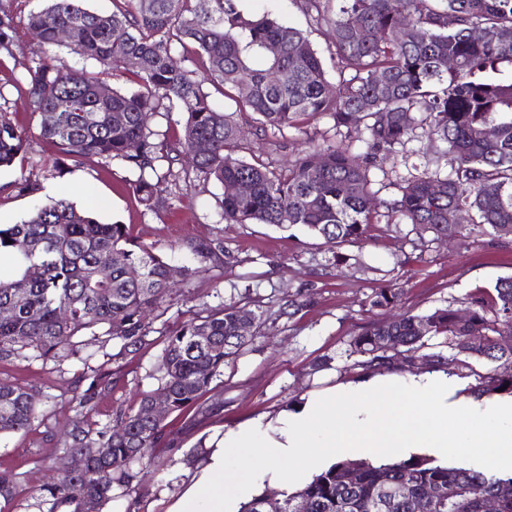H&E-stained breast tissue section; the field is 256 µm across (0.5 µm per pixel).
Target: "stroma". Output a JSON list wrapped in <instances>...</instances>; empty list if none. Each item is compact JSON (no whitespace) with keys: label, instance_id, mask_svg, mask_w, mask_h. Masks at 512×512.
I'll list each match as a JSON object with an SVG mask.
<instances>
[{"label":"stroma","instance_id":"1","mask_svg":"<svg viewBox=\"0 0 512 512\" xmlns=\"http://www.w3.org/2000/svg\"><path fill=\"white\" fill-rule=\"evenodd\" d=\"M15 21L10 50L0 51V94L14 122L24 129L26 149L14 165L0 170V224L19 222L32 199L18 195L12 183L22 177L39 183L42 199L67 198L104 223L128 225L134 242L153 248L171 264L181 265L186 255L179 244L190 237L220 240L235 258L232 265L197 278L189 292L153 322L147 342L139 350H123L120 341L84 330L72 341L79 358L45 361L0 359V381L26 387L35 397L38 419L27 434L0 440V468L19 475L12 512H32V494L46 483L63 455L62 439L75 406L87 388L81 373L92 368L104 375L106 389L92 413L93 421L107 422L120 409L137 407L142 392L156 388L158 366L166 334L184 322L221 304L249 296L262 302L275 323L266 325L260 338L234 361L225 364L209 390L184 414L166 420L163 441L153 450L161 470L143 477L136 492L115 490L104 512H167L172 498L185 485V469L198 460L201 443L217 433L250 423L274 422L320 393L335 394L338 414L351 415L350 393L370 383L399 381L409 384L423 374L442 376L456 384L454 401L473 418L476 430L505 424L503 405L512 394L501 391L474 396L475 370L438 365L366 370L347 359L352 337L381 313L370 308L373 290L392 288L398 294L394 313H421L448 305L463 308L464 298L477 287L490 288L512 275V243H503L475 230L468 238L419 243L410 225L386 221L372 224L363 241L333 249L300 229L269 224H225L216 212L223 187L195 178L183 190L180 202L163 195L156 211L140 204L128 184L129 173L120 161L102 164L84 158L64 176L53 174L55 157L43 142L26 104L23 76L41 48L26 28L30 11L43 0H0ZM245 10L269 13L303 31L322 58L334 52L329 26L316 23L305 0H244ZM343 143L329 116L322 115L295 128L262 131L245 124L244 143L272 167L287 168L299 156L323 141ZM300 301L292 317L278 316L282 298ZM332 356V367L314 364Z\"/></svg>","mask_w":512,"mask_h":512}]
</instances>
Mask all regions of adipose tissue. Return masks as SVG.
Returning <instances> with one entry per match:
<instances>
[{
    "label": "adipose tissue",
    "instance_id": "ef3b65f1",
    "mask_svg": "<svg viewBox=\"0 0 512 512\" xmlns=\"http://www.w3.org/2000/svg\"><path fill=\"white\" fill-rule=\"evenodd\" d=\"M447 379L425 376L410 387L391 382L385 387L386 410L371 402L373 388L353 391L357 417L337 418L332 410L334 396L321 394L301 410L281 413L272 430L250 424L217 433L205 440L200 463L187 469L188 487L175 499L168 512H231V493L241 481H263L267 471L259 468L245 477L230 474L229 466L252 448H273L281 464L302 455L308 437L319 432V447L328 454L349 448H468L489 449L496 462L512 461V428L476 432L469 415L449 402Z\"/></svg>",
    "mask_w": 512,
    "mask_h": 512
}]
</instances>
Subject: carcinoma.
Returning a JSON list of instances; mask_svg holds the SVG:
<instances>
[{
    "instance_id": "cac0c4a2",
    "label": "carcinoma",
    "mask_w": 512,
    "mask_h": 512,
    "mask_svg": "<svg viewBox=\"0 0 512 512\" xmlns=\"http://www.w3.org/2000/svg\"><path fill=\"white\" fill-rule=\"evenodd\" d=\"M83 0H49L33 10L27 27L43 47L25 81L40 135L58 156L59 169L87 156L120 160L135 175L132 187L147 210L160 185L180 180L179 161L221 185L245 182L244 196L224 195L220 220L227 224L301 226L338 247L363 240L384 207L434 238L465 237L467 225L512 242V81L483 73L512 65V0H307L315 21L333 33L334 56L325 62L304 33L269 14L253 16L243 0H127L130 8L103 14ZM14 17L0 4V50H10ZM122 29L124 38L112 37ZM67 30L70 39L58 33ZM208 63L205 72L186 65V44ZM271 45L279 47L270 55ZM92 60L99 70L76 67ZM139 64H132V60ZM336 72V83L328 71ZM277 72L276 80L270 79ZM122 79L101 102L103 76ZM224 88L238 113L218 111L204 91ZM184 116L174 138L151 128L158 115ZM254 118L263 130L292 127L301 118L328 115L346 135L363 143L356 152L332 144L298 158L288 169L270 168L242 149V124ZM492 126L495 135L482 136ZM433 143L434 159L453 154L450 171L410 175L399 196L384 204L371 190L373 159L399 153L417 129ZM206 153H194L198 142ZM25 132L0 107V168L25 149ZM458 223H448V210ZM11 243H6V240ZM191 264L173 266L151 248L135 244L125 224L102 223L66 199L37 204L16 224L0 225V257L14 273L0 276V358L44 360L77 357L70 338L105 329L125 349L149 334L151 315L173 301L175 286L234 262L218 240L180 244ZM397 293L380 288L371 308L394 307ZM469 318L451 306L400 314L371 323L348 344L347 357L388 368L396 356L441 360L426 352L431 341L448 350V363L473 361L494 367L476 372L472 393H512V276L467 297ZM267 320L260 301H232L188 320L167 338L158 386L135 409L119 410L104 424L90 412L102 378L79 399L62 451L67 474L41 486L38 512H102L113 487L130 492L136 466H150L163 426L147 409L165 396L170 413L188 411L224 364L257 338ZM479 341L472 343L470 337ZM38 418L26 388L0 382V436L24 434ZM18 474L0 471V499L14 500ZM512 474L500 476L448 465L426 456L403 461H338L304 487L280 494V512H482L494 498L498 512H512ZM405 494H397L398 488Z\"/></svg>"
}]
</instances>
